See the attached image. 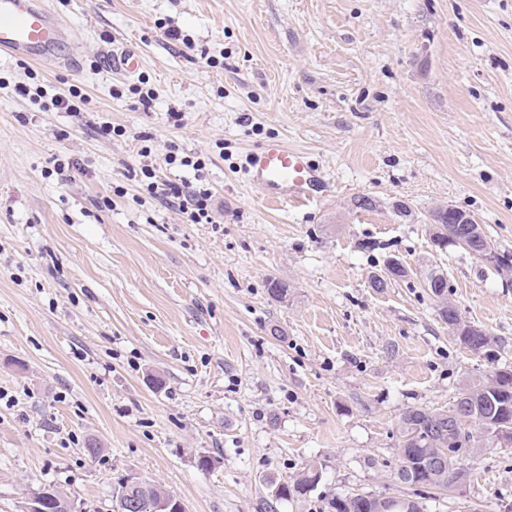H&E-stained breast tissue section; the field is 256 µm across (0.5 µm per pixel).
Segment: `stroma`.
<instances>
[{"label": "stroma", "instance_id": "obj_1", "mask_svg": "<svg viewBox=\"0 0 512 512\" xmlns=\"http://www.w3.org/2000/svg\"><path fill=\"white\" fill-rule=\"evenodd\" d=\"M47 2L75 37L68 61L39 71L90 102L36 111L12 90L24 69L0 56V512L48 487L76 512H112L127 476L186 512H329L362 492L507 512L512 448L478 450L448 492L394 471L407 407H448L512 364V276L459 247L436 254L425 222L461 206L512 250V0ZM122 38L142 50L150 110L112 95L131 83L107 62ZM101 118L124 136L100 135ZM273 137L311 154L317 203H270L248 182V152ZM171 143L207 156L213 223L139 193L131 173L145 164L192 177L165 164ZM55 158L79 172L48 175ZM358 194L376 208L353 209ZM392 257L410 279L372 287ZM432 263L496 360L439 319L422 280ZM272 277L286 299L269 295ZM309 465L313 491L274 497L272 482Z\"/></svg>", "mask_w": 512, "mask_h": 512}]
</instances>
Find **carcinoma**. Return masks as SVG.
I'll list each match as a JSON object with an SVG mask.
<instances>
[{
	"mask_svg": "<svg viewBox=\"0 0 512 512\" xmlns=\"http://www.w3.org/2000/svg\"><path fill=\"white\" fill-rule=\"evenodd\" d=\"M432 225L430 237L435 250L443 253L448 249V241L470 240L473 231L481 238L488 239L478 224H450L448 211L437 207L429 212ZM483 265L498 275L512 274V251L503 249L483 261ZM425 280L431 294L438 298V317L456 326L459 314L456 307L439 295L448 292V280L444 275L430 269ZM463 335L459 342L469 350L493 360L496 358L495 340L485 331L474 325H463ZM474 428H469V425ZM398 464L397 480L409 486L447 491L465 483L469 469L464 460L478 450L479 440L475 433L490 435L505 448L512 447V366L498 367L489 378H476L460 388L454 400L446 409H430L410 406L398 420ZM448 448H462L457 456L446 453ZM446 457L442 471L433 475L427 467L431 457ZM319 471L310 467L292 483L283 487L276 498L286 500L305 496L320 482ZM403 496L378 497L365 493L338 494L329 502L333 512H424L422 503L414 499L409 510L402 508Z\"/></svg>",
	"mask_w": 512,
	"mask_h": 512,
	"instance_id": "obj_1",
	"label": "carcinoma"
}]
</instances>
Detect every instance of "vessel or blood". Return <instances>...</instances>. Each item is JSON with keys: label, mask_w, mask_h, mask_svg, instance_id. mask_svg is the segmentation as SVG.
Listing matches in <instances>:
<instances>
[{"label": "vessel or blood", "mask_w": 512, "mask_h": 512, "mask_svg": "<svg viewBox=\"0 0 512 512\" xmlns=\"http://www.w3.org/2000/svg\"><path fill=\"white\" fill-rule=\"evenodd\" d=\"M71 31L45 0H0V53L30 62H56L70 45ZM113 74L134 75L142 63L139 48L113 44L109 54ZM248 181L263 190L266 200L307 206L317 200L320 181L307 151L293 149L281 139H271L252 150L246 160Z\"/></svg>", "instance_id": "obj_1"}]
</instances>
